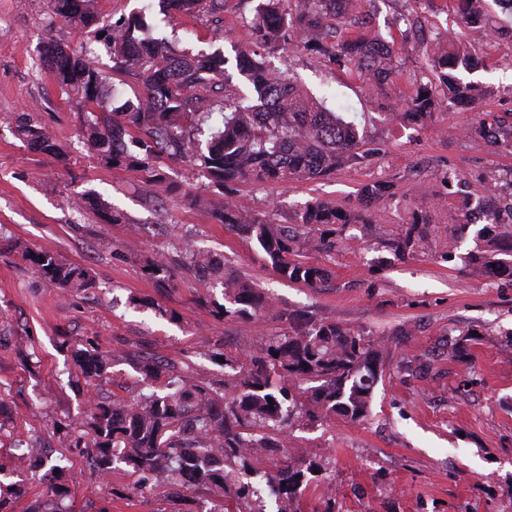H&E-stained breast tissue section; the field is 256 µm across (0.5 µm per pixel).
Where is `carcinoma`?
<instances>
[{
    "label": "carcinoma",
    "instance_id": "obj_1",
    "mask_svg": "<svg viewBox=\"0 0 512 512\" xmlns=\"http://www.w3.org/2000/svg\"><path fill=\"white\" fill-rule=\"evenodd\" d=\"M288 9H283V2ZM162 9L191 17L209 11L220 22L224 0H157ZM361 0H258L251 22L254 47L235 56V72L227 68L221 48L193 53L174 48L165 37L140 36L148 24L134 12L110 21L96 0H48L50 21L75 26L88 45L80 52L49 43L44 58L62 93L93 114L82 132L84 145L105 167L136 170L142 182L172 195L181 185L160 165L178 164L189 156L200 161L209 185L233 201L217 207L201 193H181L187 203L210 211L213 220L256 246L278 276L308 288H318L329 270L306 261L328 256L338 248L336 225L375 224L374 208L393 200L397 191L388 180L362 186L359 204L343 209L310 200L292 224L262 217L240 195L244 185H274L315 180L336 170L372 161L376 150L359 135L358 127L315 101L287 70L270 67L266 56L282 49L288 33L297 32L303 50L329 56L362 79L370 90L392 81L397 64L392 41L372 31L362 15ZM470 27L487 26L484 6L476 0H452ZM111 69L133 76L142 91L132 98L107 96L102 58ZM432 80L387 113L389 122L422 126L434 119L441 89L448 101L470 105L487 95L484 85L465 75L479 68L455 33L436 39L428 60ZM224 80V105L216 107L214 82ZM17 132L43 155L66 161L62 146L31 115L21 113ZM470 132L502 149H512V125L484 119ZM207 134L206 143L197 136ZM402 234L387 244L398 259L424 252L431 219L428 207H408ZM453 223L476 231L469 253L471 272L512 278V203L500 208L486 188L477 203L464 199ZM10 247L27 257L63 291L87 288L93 278L85 268L47 252H33L20 241ZM194 254L198 275L216 271L212 258ZM224 302L214 304L219 318L244 320L272 308L268 293L253 281L224 272L220 276ZM287 331L269 337L260 348L247 342L244 358H225L224 378L204 384L188 365L174 359L128 363L141 375L147 392L133 403L120 398L93 399L82 424L98 448L93 458L104 474L123 464L137 476L140 490L173 497L192 491L198 496L224 498L222 512H332L306 508V494L325 482L326 461L309 453L293 455L288 429L339 415L352 422L369 417L376 386L383 377L386 344L365 327L344 326L313 311L287 314ZM78 366L91 377L106 379L112 358L89 345L75 352ZM44 512L58 507L64 488L50 458L40 461ZM199 480L181 488L184 478Z\"/></svg>",
    "mask_w": 512,
    "mask_h": 512
}]
</instances>
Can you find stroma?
Listing matches in <instances>:
<instances>
[{
    "label": "stroma",
    "instance_id": "stroma-1",
    "mask_svg": "<svg viewBox=\"0 0 512 512\" xmlns=\"http://www.w3.org/2000/svg\"><path fill=\"white\" fill-rule=\"evenodd\" d=\"M256 4L224 0L220 28L210 15L159 11L151 23L176 48L219 46L230 57L251 40L246 21ZM488 4L491 26L484 29L463 26L448 0L428 8L416 0H366L375 29L395 40L398 73L386 90L389 108L427 82L424 59L435 33L456 29L470 52L489 63L475 74L489 90L485 99L447 106L424 127L389 125L361 80L299 50L295 41L274 58L328 109L355 122L380 153L323 179L243 186L248 204L274 223L289 224L306 201L349 208L369 181L390 180L397 188L396 198L380 207L377 227L346 225L339 248L321 260L328 282L312 289L276 277L256 247L214 223L209 211L156 192L135 170L100 165L80 141L84 112L42 62L47 42L75 49L81 34L62 21L48 25L47 0H0V239L54 253L94 278L92 288L65 293L20 252L0 249V435L26 439L33 457H64L67 512L200 509L193 493L175 499L141 493L129 470L102 474L92 463L94 447L72 445L90 397L76 348L94 344L114 355L99 393L130 399L136 373L124 354L175 357L208 382L224 375L215 354L237 355L243 336L263 343L284 329L279 312L298 309L388 337L385 373L367 420L336 416L290 430V450L330 459L336 512H512V278L471 274L473 234L449 228L463 196L478 197L493 179L512 177V153L462 132L488 114L512 122V12L501 0ZM23 112L39 115L67 150V162L18 138L15 121ZM447 171L454 180L443 181ZM86 191L121 213L124 223H110L97 211L76 212L72 203ZM424 192L446 198V206L431 212L446 233L424 253L396 259L383 242L399 234L400 214ZM187 240L200 252L223 255L227 271L267 288L274 311L247 320L217 318L212 309L221 288L190 270L182 252ZM155 259L172 265L169 286L148 274ZM401 328L406 336L396 337ZM468 328L475 334L466 358H449V343ZM0 481L27 490L14 512L41 497L40 471L18 466L6 448Z\"/></svg>",
    "mask_w": 512,
    "mask_h": 512
}]
</instances>
